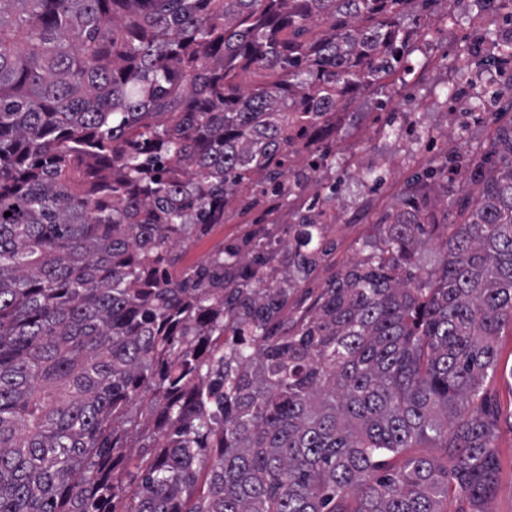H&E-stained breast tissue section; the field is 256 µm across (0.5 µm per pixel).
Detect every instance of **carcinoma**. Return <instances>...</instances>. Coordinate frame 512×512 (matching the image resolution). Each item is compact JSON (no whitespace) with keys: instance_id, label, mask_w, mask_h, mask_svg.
<instances>
[{"instance_id":"cac0c4a2","label":"carcinoma","mask_w":512,"mask_h":512,"mask_svg":"<svg viewBox=\"0 0 512 512\" xmlns=\"http://www.w3.org/2000/svg\"><path fill=\"white\" fill-rule=\"evenodd\" d=\"M413 1L437 2L0 0V512H485L512 123L424 278L438 222L411 202L286 323L315 215L278 256L262 225L182 264L329 170V118L396 79ZM254 217V212L247 214L240 212L239 209L232 211L224 218V224L214 226L185 252L184 262L199 263L223 243L224 248L239 243L247 231V225L252 223ZM428 228L430 233L431 241L425 247L418 249L411 260V267L419 269L422 272H433L437 270L444 259V253L440 246L441 237L438 234L444 231L443 226H439L437 229L432 231Z\"/></svg>"}]
</instances>
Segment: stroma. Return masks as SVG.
<instances>
[{
	"instance_id": "stroma-1",
	"label": "stroma",
	"mask_w": 512,
	"mask_h": 512,
	"mask_svg": "<svg viewBox=\"0 0 512 512\" xmlns=\"http://www.w3.org/2000/svg\"><path fill=\"white\" fill-rule=\"evenodd\" d=\"M436 57V65L412 81H402L371 93L354 97L336 115V126L321 142L324 152L335 155L336 164L326 181L318 183L317 191L335 188L337 209L349 212L356 209L368 193L376 195V210L360 224H343L328 236L329 251L319 262L313 274L303 282L292 303V311L307 309L316 296L335 275H338L369 253L378 241L385 224L403 209L404 197L415 174L429 169L442 183L461 186L471 174L466 160L487 150L495 127L512 121V112H498L489 124L456 133L457 146L444 151L438 143L428 142L422 147L426 161L414 163L399 157L407 135L403 126L393 124L398 112L420 111L424 127L444 130L442 116L424 113L430 99L444 98L448 82L459 76L461 61L455 42L447 34L435 36L414 35L403 64H416L427 57ZM386 125V132L369 130L372 121ZM376 156L388 166V174L381 186H373L356 177L351 170L353 158ZM252 215L232 211L222 224L214 226L184 254V261L195 264L204 260L220 245L239 243L247 231ZM500 360L493 376L487 377L484 388L486 398L497 416L496 456L498 463V489L486 503V512H512V333L503 332L498 339Z\"/></svg>"
}]
</instances>
